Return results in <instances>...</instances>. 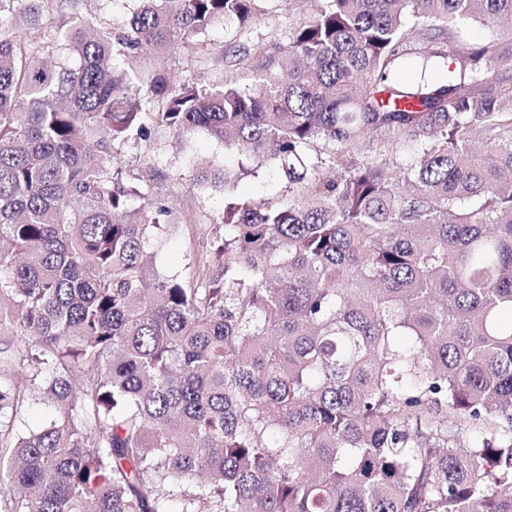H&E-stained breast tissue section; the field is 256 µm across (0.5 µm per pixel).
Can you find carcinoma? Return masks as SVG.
<instances>
[{"label": "carcinoma", "mask_w": 512, "mask_h": 512, "mask_svg": "<svg viewBox=\"0 0 512 512\" xmlns=\"http://www.w3.org/2000/svg\"><path fill=\"white\" fill-rule=\"evenodd\" d=\"M268 2L143 0L50 67L0 23V512H512V0H313L224 55L251 84L169 81L158 49ZM156 128L288 181L226 195L189 276L150 237L192 219L121 161ZM53 413V408L47 403L27 402L20 417L13 423V433L37 430L53 416Z\"/></svg>", "instance_id": "obj_1"}]
</instances>
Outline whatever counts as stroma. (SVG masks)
Here are the masks:
<instances>
[{
	"instance_id": "1",
	"label": "stroma",
	"mask_w": 512,
	"mask_h": 512,
	"mask_svg": "<svg viewBox=\"0 0 512 512\" xmlns=\"http://www.w3.org/2000/svg\"><path fill=\"white\" fill-rule=\"evenodd\" d=\"M139 6L140 0H48L45 18L38 26L25 30L33 57L38 61L55 57L58 32L67 28L73 18L88 20L99 28H120ZM309 9L306 0H273L255 18L252 34L267 47L282 44L290 28L306 17ZM238 42L235 27L216 21L204 37L184 40L165 50L168 72L181 84L217 86L229 74L235 75L241 84H250L256 57H248L231 69L224 65L225 51ZM123 154L128 169L151 167L162 173L160 192L173 212L193 214L203 221L223 211L224 196L229 192L275 199L288 194V184L273 161L249 159L244 162L248 174H239L238 165L242 162L238 155L202 131L183 140L167 129L158 128L153 131L148 146L130 143L125 145ZM203 165L228 169L236 174L237 180L224 189L203 191L194 178L197 168ZM151 244L159 270L170 275L186 274L203 254L199 234L192 226H180L176 233L167 236H154Z\"/></svg>"
}]
</instances>
